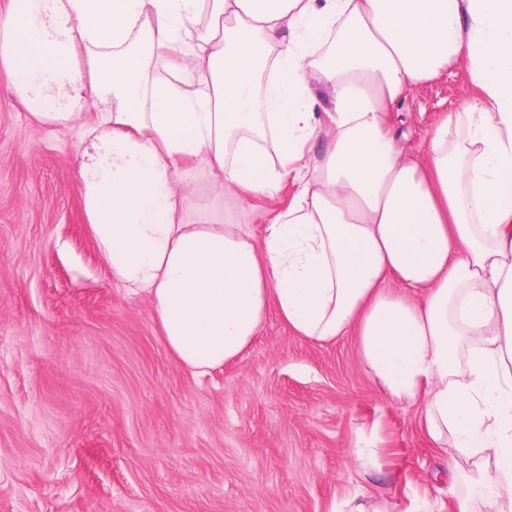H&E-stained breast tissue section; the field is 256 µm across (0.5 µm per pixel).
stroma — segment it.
<instances>
[{
  "label": "stroma",
  "instance_id": "stroma-1",
  "mask_svg": "<svg viewBox=\"0 0 512 512\" xmlns=\"http://www.w3.org/2000/svg\"><path fill=\"white\" fill-rule=\"evenodd\" d=\"M463 69L392 112L412 156L471 95ZM90 149L0 74V512H458L448 453L355 337L313 343L272 314L239 359L182 369L98 252L77 173Z\"/></svg>",
  "mask_w": 512,
  "mask_h": 512
}]
</instances>
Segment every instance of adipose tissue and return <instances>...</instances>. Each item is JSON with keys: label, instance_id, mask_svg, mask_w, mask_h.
<instances>
[{"label": "adipose tissue", "instance_id": "obj_1", "mask_svg": "<svg viewBox=\"0 0 512 512\" xmlns=\"http://www.w3.org/2000/svg\"><path fill=\"white\" fill-rule=\"evenodd\" d=\"M459 62L478 94L416 159L389 114ZM0 68L42 120L108 104L78 169L87 221L182 368L236 359L272 313L356 337L434 446L479 460L459 512H512V0H11ZM196 173L218 194L192 212ZM257 196L276 203L260 238L236 217Z\"/></svg>", "mask_w": 512, "mask_h": 512}]
</instances>
